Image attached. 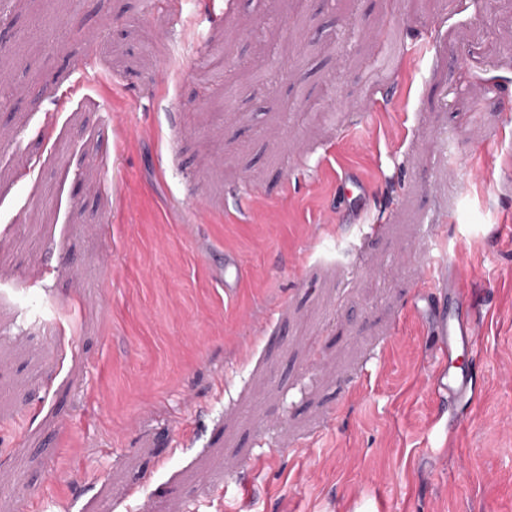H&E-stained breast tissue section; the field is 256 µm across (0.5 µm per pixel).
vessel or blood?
<instances>
[{
    "mask_svg": "<svg viewBox=\"0 0 512 512\" xmlns=\"http://www.w3.org/2000/svg\"><path fill=\"white\" fill-rule=\"evenodd\" d=\"M465 280L446 258H437L427 273V285L413 300L422 322L431 330L438 353L432 379L434 393L449 405L471 400L475 372L460 363L461 355H476V317L464 288Z\"/></svg>",
    "mask_w": 512,
    "mask_h": 512,
    "instance_id": "vessel-or-blood-1",
    "label": "vessel or blood"
}]
</instances>
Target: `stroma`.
Instances as JSON below:
<instances>
[{
  "mask_svg": "<svg viewBox=\"0 0 512 512\" xmlns=\"http://www.w3.org/2000/svg\"><path fill=\"white\" fill-rule=\"evenodd\" d=\"M0 34V512H512V0H0ZM427 286L413 300L414 310L434 336L438 353L432 379L434 393L448 408L474 396L475 372L459 357H477L476 317L467 297L465 280L446 258H437L427 273Z\"/></svg>",
  "mask_w": 512,
  "mask_h": 512,
  "instance_id": "1",
  "label": "stroma"
}]
</instances>
